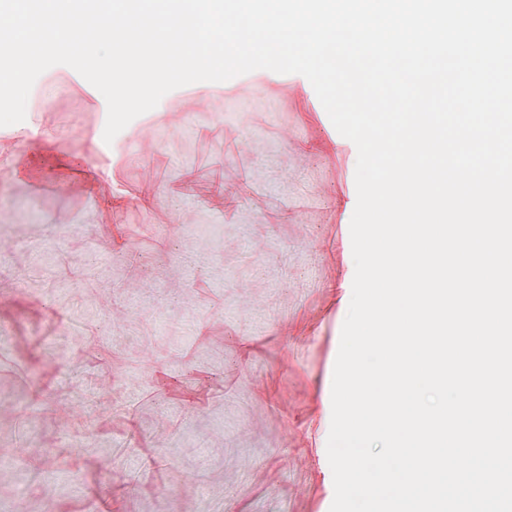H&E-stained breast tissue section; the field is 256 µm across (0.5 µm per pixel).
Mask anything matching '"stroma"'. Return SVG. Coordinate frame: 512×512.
<instances>
[{"mask_svg":"<svg viewBox=\"0 0 512 512\" xmlns=\"http://www.w3.org/2000/svg\"><path fill=\"white\" fill-rule=\"evenodd\" d=\"M25 123L0 140V512H330L356 156L316 151L328 126L254 72L108 144L54 66ZM185 209L222 240L187 237ZM92 254L111 271L89 281Z\"/></svg>","mask_w":512,"mask_h":512,"instance_id":"stroma-1","label":"stroma"}]
</instances>
